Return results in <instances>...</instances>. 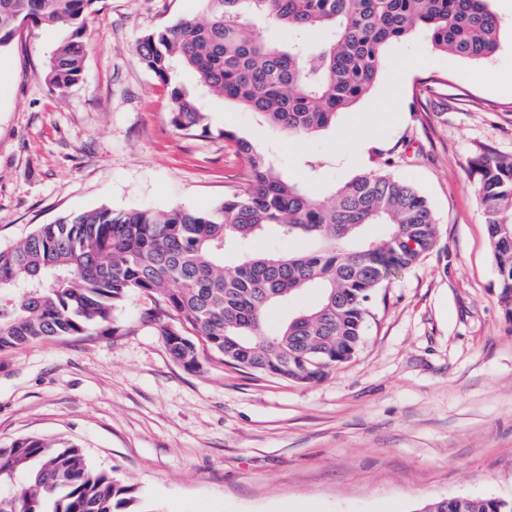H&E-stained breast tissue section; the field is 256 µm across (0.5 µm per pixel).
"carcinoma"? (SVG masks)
I'll return each instance as SVG.
<instances>
[{
  "label": "carcinoma",
  "instance_id": "cac0c4a2",
  "mask_svg": "<svg viewBox=\"0 0 512 512\" xmlns=\"http://www.w3.org/2000/svg\"><path fill=\"white\" fill-rule=\"evenodd\" d=\"M102 0H0V51L19 32L61 28L66 37L41 73L53 92L82 81L85 34ZM203 11L140 37L143 66L170 89L171 122L185 135L208 131L200 95L178 82L191 69L202 89L305 138L329 127L375 85L387 48L418 31L433 49L488 59L500 20L490 0H200ZM288 30L286 42L259 29ZM246 164L250 186L210 210L72 213L0 248V354L114 321L135 291L161 305L171 356L201 367L199 346L262 375L299 383L351 361L371 317L369 302L396 274L436 245L435 218L410 182L380 168L359 174L327 199L277 171L268 157L223 131ZM478 175L500 301L512 314V158L491 152ZM271 232L296 248L262 253L251 242ZM237 261L229 266L226 254ZM318 292L309 305L304 295ZM296 309L275 329L268 313ZM0 512H145L112 472L90 465L74 444L24 437L0 448ZM414 512H512V498L434 499Z\"/></svg>",
  "mask_w": 512,
  "mask_h": 512
}]
</instances>
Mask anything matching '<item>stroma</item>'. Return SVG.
I'll list each match as a JSON object with an SVG mask.
<instances>
[{"label": "stroma", "instance_id": "obj_1", "mask_svg": "<svg viewBox=\"0 0 512 512\" xmlns=\"http://www.w3.org/2000/svg\"><path fill=\"white\" fill-rule=\"evenodd\" d=\"M486 60L433 51L426 33L389 46L369 95L298 140L218 99L209 130L170 122L169 91L136 40L197 14L198 0H103L86 32L83 82L49 92L54 29L0 51V247L57 217L208 209L242 193L234 131L324 199L395 154L427 199L437 245L380 289L362 347L297 383L201 350L190 371L143 321L134 292L112 327L0 355V446L62 438L112 471L149 512H413L427 500L512 498V319L497 293L471 162L512 158V0H493Z\"/></svg>", "mask_w": 512, "mask_h": 512}]
</instances>
